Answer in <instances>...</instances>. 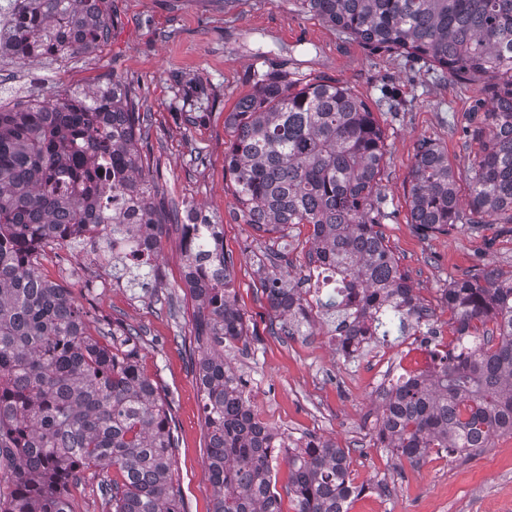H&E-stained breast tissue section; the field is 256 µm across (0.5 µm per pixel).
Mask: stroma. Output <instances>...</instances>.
Here are the masks:
<instances>
[{"instance_id": "35a3bbf8", "label": "stroma", "mask_w": 512, "mask_h": 512, "mask_svg": "<svg viewBox=\"0 0 512 512\" xmlns=\"http://www.w3.org/2000/svg\"><path fill=\"white\" fill-rule=\"evenodd\" d=\"M110 35L67 62L0 58V105L36 98L50 103L68 89L120 81L150 116L139 142L155 201L176 208L153 258L157 279L143 289L116 278L111 263H89L81 248L47 250L40 271L68 289L90 330L123 323L142 328L141 370L170 403L175 475L185 512H211L208 432L196 382L195 302L184 283L181 226L188 211L221 224L233 257L232 287L254 338L225 348L230 365L250 381L257 417L292 438L313 433L348 449L350 476L365 493L350 512H512V435L494 437L471 458L431 454L419 465L375 445V390L398 358L415 347L404 336L346 360L316 322L310 336H273L259 261L269 239L244 224L224 175L231 134L224 126L258 74L302 85L335 80L375 112L386 135L381 186L388 214L382 231L416 293L433 312L440 341L450 314L441 291L479 267L512 272L506 224L456 227L428 236L410 222L407 179L419 140L448 153L460 201L469 198L470 161L479 149L472 113L489 93L454 82L427 64L374 52L305 12L299 0H108ZM388 484L392 495L380 494Z\"/></svg>"}]
</instances>
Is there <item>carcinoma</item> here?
<instances>
[{"instance_id":"1","label":"carcinoma","mask_w":512,"mask_h":512,"mask_svg":"<svg viewBox=\"0 0 512 512\" xmlns=\"http://www.w3.org/2000/svg\"><path fill=\"white\" fill-rule=\"evenodd\" d=\"M0 54L66 60L110 34L105 0H11ZM306 9L371 49L412 55L455 80L483 83L491 108L474 135L469 211L459 206L448 153L419 141L410 172V223L423 234L471 230L505 217L512 232V0H302ZM224 152L244 223L277 247L259 262L271 310L288 315L277 332L313 335L326 317L337 350L354 359L396 331L421 335L432 368L400 374L379 393L375 443L418 463L431 451L472 457L512 435V276L473 268L443 289L455 349L441 350L429 311L381 231L385 137L370 107L337 81L298 88L264 75L224 120ZM149 115L118 81L0 106V512H75L71 488L86 469L110 512H185L174 478L175 440L167 395L141 371L143 330L118 325L91 335L66 289L39 271L44 248L80 246L72 229L100 227L97 243L143 287L165 222L145 179L138 142ZM196 237L182 228L184 279L197 303L196 381L208 429L212 512H283L273 462L288 465L294 512H349L365 492L349 474V451L315 435L290 436L260 421L248 381L224 348L248 339L231 288L232 256L219 225ZM312 226L308 264L325 267L327 298L302 295L310 274L280 243L290 225ZM215 262L206 280L199 271ZM491 321L495 328L479 330Z\"/></svg>"}]
</instances>
